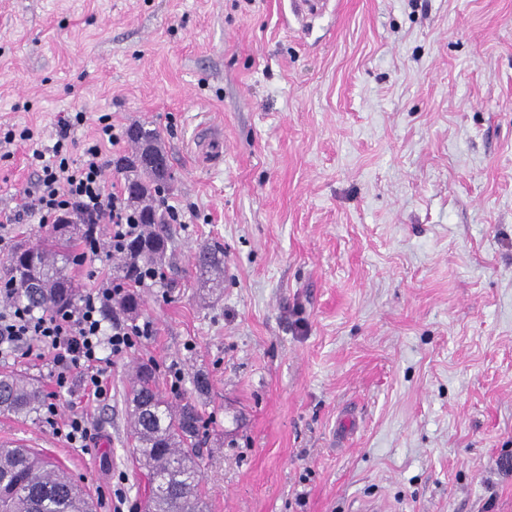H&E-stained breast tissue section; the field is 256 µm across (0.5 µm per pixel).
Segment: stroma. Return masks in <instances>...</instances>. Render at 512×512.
Here are the masks:
<instances>
[{
    "label": "stroma",
    "mask_w": 512,
    "mask_h": 512,
    "mask_svg": "<svg viewBox=\"0 0 512 512\" xmlns=\"http://www.w3.org/2000/svg\"><path fill=\"white\" fill-rule=\"evenodd\" d=\"M0 0V210L16 209L61 119L73 154L101 115L162 133L173 189L155 334L113 359L71 447L41 414L0 441L65 466L97 504L148 492L133 366L194 374L209 512H512V0ZM224 137L210 163L203 144ZM224 285L199 282L202 243ZM224 265V249L218 245H202L194 255V267L199 278L215 281V288H222L223 279H217Z\"/></svg>",
    "instance_id": "35a3bbf8"
}]
</instances>
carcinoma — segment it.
<instances>
[{"mask_svg": "<svg viewBox=\"0 0 512 512\" xmlns=\"http://www.w3.org/2000/svg\"><path fill=\"white\" fill-rule=\"evenodd\" d=\"M130 140L159 149L157 129L136 125ZM116 169L126 174L125 192L140 212L144 230L122 257L121 270L138 264L158 265L170 241L166 215L153 205V197L165 192L167 180L138 156L122 157ZM73 233L54 227L35 247L15 250L4 268L14 288V300L33 307L59 309L77 300L68 265L78 261L71 248ZM224 265V249L203 245L194 255L199 278L210 280ZM43 393L33 380L0 372V414L27 417L39 410ZM129 416L136 442L135 452L148 471L151 492L144 512H205L201 499L202 458L196 447L201 415L194 397L165 398L156 386L153 368L139 366L132 375L128 398ZM32 461L17 463L14 452L0 444V512H71L68 501L76 485L50 457L28 450Z\"/></svg>", "mask_w": 512, "mask_h": 512, "instance_id": "obj_1", "label": "carcinoma"}]
</instances>
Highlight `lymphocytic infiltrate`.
Segmentation results:
<instances>
[{
  "label": "lymphocytic infiltrate",
  "mask_w": 512,
  "mask_h": 512,
  "mask_svg": "<svg viewBox=\"0 0 512 512\" xmlns=\"http://www.w3.org/2000/svg\"><path fill=\"white\" fill-rule=\"evenodd\" d=\"M83 121L80 112L61 120L51 150H33L32 157L39 163V192L34 201L0 214V223L21 224L35 215L40 223L49 224L57 215L74 214L88 226L84 237L87 254L107 262L125 251L142 226L126 196L104 179L103 144L85 147L82 160L71 159L70 132ZM100 224L109 227L106 237L97 233ZM13 294L10 281L0 278V352L8 354L23 345L37 358L48 359L60 392L71 390L78 382L86 394L103 399L113 358L125 355L153 334L146 321L106 320L107 309L126 294L121 281L85 290L72 307L62 310L38 311L16 303ZM43 410L55 434L70 445L84 448L92 442L95 428L84 414L58 421L59 408L51 397L44 401Z\"/></svg>",
  "instance_id": "f902f5d3"
}]
</instances>
